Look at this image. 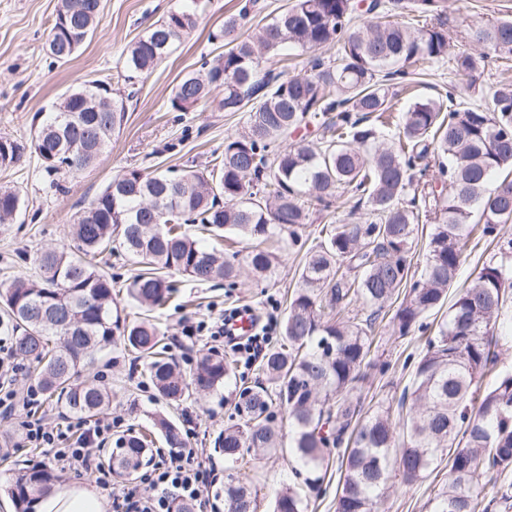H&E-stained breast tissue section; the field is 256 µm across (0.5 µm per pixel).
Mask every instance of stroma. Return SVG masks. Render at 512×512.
I'll return each instance as SVG.
<instances>
[{
	"label": "stroma",
	"mask_w": 512,
	"mask_h": 512,
	"mask_svg": "<svg viewBox=\"0 0 512 512\" xmlns=\"http://www.w3.org/2000/svg\"><path fill=\"white\" fill-rule=\"evenodd\" d=\"M239 0H210L198 17L196 27L177 49L153 71L144 74L139 93L129 101L124 124L93 167L77 174L47 175L36 155L25 152L16 165L0 169V185L17 187L24 205L14 223L0 224V289L19 277H36L37 253L46 248L69 247V226L74 215L93 200L113 177L137 168L151 172L159 166L205 170L224 150L225 138L244 130L249 115L218 110L216 99H208L191 112L172 111L169 98L175 84L197 69L202 57L221 52L220 43L209 34L234 12ZM57 0H0V138L30 144L38 126L48 117L52 104L67 89L101 80L116 84L127 45L144 35L147 28L167 11L182 6L183 0H102L100 22L93 37L66 63L49 57L46 42ZM512 0H445L444 22L448 27L479 24L499 16L502 6ZM350 193L337 192L329 209L311 206V222L298 230L300 241L291 244L288 236L269 240L267 246L281 261L272 276L255 282L242 276L237 288L223 283L200 284L177 277V292L162 309L150 312L132 299L126 290L138 268L120 248L105 254L100 266L119 283L114 305L122 318L134 323L153 318L172 357L185 375H192L204 353L230 355L228 345L208 335L184 339L185 326L216 317L231 308H248L262 318L283 322L286 299L300 276L305 251L322 241L324 225L355 216L366 218L355 207ZM379 341L371 357L377 367L363 387L376 402L396 405L407 384L410 368L406 356L420 357L426 336L422 333L395 338L387 323H380ZM143 364L114 343L99 353L81 372V379H94L112 391L109 417L121 420L123 428L148 426L155 414L176 422L187 447L198 449L204 461L216 468L217 481L206 496L214 512H224L223 477L228 472L224 455L214 440L225 426L235 423L234 405L239 388L261 381L258 368L237 367L234 379L206 394H195L179 405L158 398L154 388L143 381ZM10 440L8 464L0 465V512H16L7 493L15 469L45 467L63 473L65 482L93 485L84 472L63 468L50 448L23 446L18 420L0 419V438ZM300 466L294 455H257L237 466L240 478L252 481L262 512H270L276 496L294 478ZM441 484L430 477L403 486L392 484L378 506V512H429V501Z\"/></svg>",
	"instance_id": "stroma-1"
}]
</instances>
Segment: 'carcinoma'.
I'll list each match as a JSON object with an SVG mask.
<instances>
[{
	"label": "carcinoma",
	"instance_id": "obj_1",
	"mask_svg": "<svg viewBox=\"0 0 512 512\" xmlns=\"http://www.w3.org/2000/svg\"><path fill=\"white\" fill-rule=\"evenodd\" d=\"M253 0L224 17L210 39L224 51L204 60L173 88L170 107L189 112L220 90V108L250 112L247 128L224 141V152L207 174L168 167L145 174L132 168L112 181L73 218L75 250L47 249L36 258L39 278H18L0 294L13 332L14 353L37 363L47 397L67 410L93 418L110 404L106 387L75 383L80 368L122 336L125 350L146 359L158 395L178 403L189 390L210 391L235 376L236 366L210 353L187 380L167 355L155 324L128 323L112 308L114 279L95 263L119 245L142 266L127 286L139 303L161 306L173 291L171 275L197 282L237 284L242 266L266 277L277 254L259 245L244 255L202 247L181 225H209L262 243L309 223L305 195L324 207L338 187L351 189L367 207L364 222L330 226L305 255L288 303L282 343L262 363L267 384L245 389L236 404L243 422L224 428L214 444L224 459L276 451L280 434L272 411L279 403L294 428L292 451L306 472L304 483L324 480L331 453L338 475L335 512H374L388 489L393 465L404 483L427 478L447 461L448 472L431 501V512H476L479 481L512 469V372L485 386L495 364L506 290L512 288V83L481 88L484 103L468 100L489 61L512 55V18L450 31L441 19L442 0H409L417 23L374 21L390 11L386 0H292L271 21L243 34ZM102 0H58L47 50L69 61L91 38ZM197 24L196 8L178 7L132 40L121 77L127 94L91 81L61 95L52 116L35 133L33 149L49 175L79 173L94 164L121 129L126 101L136 81L168 58ZM472 49L450 52L453 40ZM337 48L336 58H316L311 73L289 78L271 69L286 48ZM448 62L445 98L413 102L389 144L391 81L405 80L418 63ZM315 124L317 142L301 131ZM297 136L284 151L277 142ZM24 146L0 140V167L20 160ZM413 193L411 207L403 198ZM159 198L158 211L145 207ZM23 205L19 190L0 186V224H10ZM431 223L420 278L399 298L414 264L413 244L422 221ZM496 242L491 260L455 291L448 317L429 339L398 400L406 414L393 421L388 408L364 411L351 393L376 342L375 325L386 309L393 334L422 329L420 319L440 310L465 261L476 226ZM70 316L57 326L56 313ZM411 406H406V398ZM151 432L168 447L185 442L165 416L152 418ZM404 446L391 460L398 436ZM151 461L140 433L119 437L112 473L126 478ZM60 476L42 467L19 469L8 488L16 512H29ZM225 512H258L257 490L232 475L224 483ZM273 512H303V498L288 487Z\"/></svg>",
	"mask_w": 512,
	"mask_h": 512
}]
</instances>
